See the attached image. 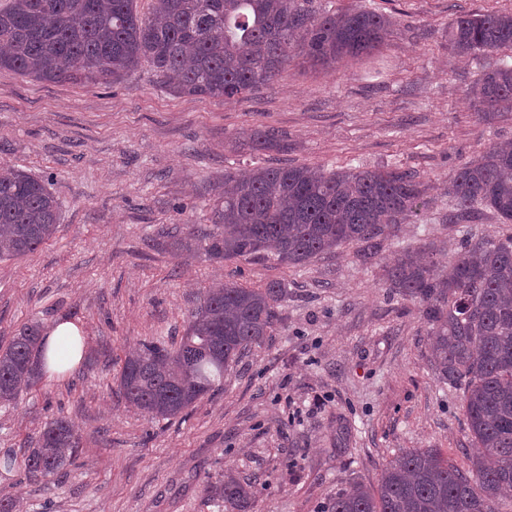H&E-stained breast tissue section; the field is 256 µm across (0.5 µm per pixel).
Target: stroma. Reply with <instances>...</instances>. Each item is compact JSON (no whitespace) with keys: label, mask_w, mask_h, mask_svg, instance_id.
I'll return each instance as SVG.
<instances>
[{"label":"stroma","mask_w":512,"mask_h":512,"mask_svg":"<svg viewBox=\"0 0 512 512\" xmlns=\"http://www.w3.org/2000/svg\"><path fill=\"white\" fill-rule=\"evenodd\" d=\"M396 23L372 55L332 68L293 58L240 99L177 97L149 65L105 86L37 82L0 69V169L45 180L58 198L54 236L0 261V346L25 324L86 329L81 366L0 404V452L22 457L61 417L79 448L64 474L0 475L13 512H218L207 485L230 471L252 483L248 512H324L331 496L376 485L412 448H437L460 470L475 452L458 390L432 369L422 308L384 286L394 257L465 235L512 232L483 207L459 214L450 175L512 141V112L483 114L468 92L512 50L461 57L457 14L510 12L512 0H316ZM285 147L252 150L253 130ZM400 168L430 185L423 220L374 250L346 245L302 268L268 258L179 255L166 229H212L224 176L257 165ZM288 285L271 335L240 356L224 384L183 415L155 421L118 394L125 356L183 336L191 312L225 282Z\"/></svg>","instance_id":"stroma-1"}]
</instances>
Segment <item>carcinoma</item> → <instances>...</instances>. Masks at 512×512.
I'll list each match as a JSON object with an SVG mask.
<instances>
[{"mask_svg":"<svg viewBox=\"0 0 512 512\" xmlns=\"http://www.w3.org/2000/svg\"><path fill=\"white\" fill-rule=\"evenodd\" d=\"M6 0L0 5V69L36 81L110 85L147 63L175 96L232 99L276 77L290 48L333 66L378 49L394 24L371 9L319 11L314 0ZM448 39L461 56L512 50V12L459 15ZM481 112H512V65L482 73L471 89ZM265 149L279 141L255 130ZM224 206L210 231L172 235L176 249L212 259L272 258L304 267L346 244L375 249L411 217L424 216L428 187L407 170H331L286 165L224 175ZM450 205L492 210L512 224V141L495 143L448 180ZM59 202L44 181L0 172V259L26 256L50 239ZM388 288L418 301L431 339L430 363L460 401L482 452L463 472L436 448L403 452L377 486L330 498L326 512H512V233L463 237L442 266L434 250L405 249ZM288 296L287 284L227 283L192 313L180 343L149 341L127 355L118 378L124 400L157 420H172L224 381V369L262 343ZM41 326L21 327L0 347V403L41 380ZM79 448L69 423H48L23 459L37 481L69 465ZM217 501L245 509L250 486L233 477L212 487Z\"/></svg>","mask_w":512,"mask_h":512,"instance_id":"1","label":"carcinoma"}]
</instances>
